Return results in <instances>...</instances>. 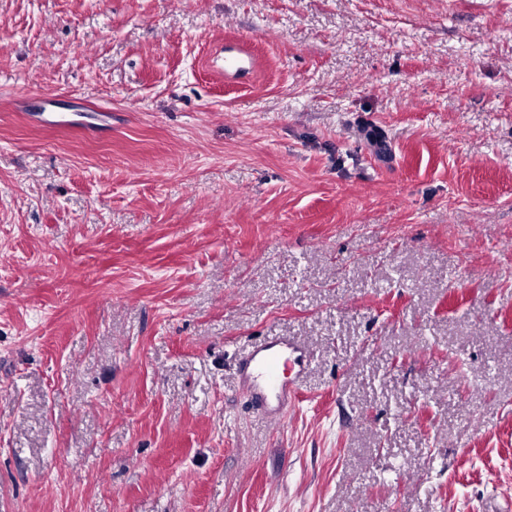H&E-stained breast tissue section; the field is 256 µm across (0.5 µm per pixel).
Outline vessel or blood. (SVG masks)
I'll return each mask as SVG.
<instances>
[{"mask_svg": "<svg viewBox=\"0 0 512 512\" xmlns=\"http://www.w3.org/2000/svg\"><path fill=\"white\" fill-rule=\"evenodd\" d=\"M291 357L297 372L309 366L306 350L291 338L278 336L256 346L239 365V385L252 393L264 406L268 417L279 419L297 399L295 381L279 373L282 357Z\"/></svg>", "mask_w": 512, "mask_h": 512, "instance_id": "1", "label": "vessel or blood"}]
</instances>
